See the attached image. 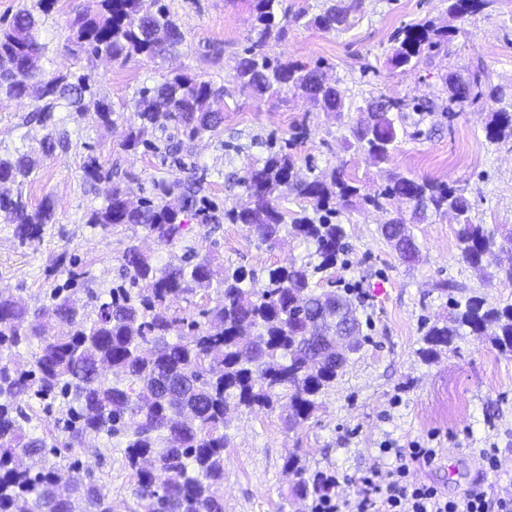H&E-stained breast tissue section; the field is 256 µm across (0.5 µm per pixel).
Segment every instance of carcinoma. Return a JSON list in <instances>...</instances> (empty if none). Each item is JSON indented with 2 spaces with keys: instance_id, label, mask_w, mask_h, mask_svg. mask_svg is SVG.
Masks as SVG:
<instances>
[{
  "instance_id": "1",
  "label": "carcinoma",
  "mask_w": 512,
  "mask_h": 512,
  "mask_svg": "<svg viewBox=\"0 0 512 512\" xmlns=\"http://www.w3.org/2000/svg\"><path fill=\"white\" fill-rule=\"evenodd\" d=\"M100 10L76 15L67 26V56L87 60L108 57L125 63L136 56L160 57L184 40L181 28L161 0H99ZM253 26L244 55L234 70L242 91L255 99L272 98L288 91L306 95L324 112H349L343 93L323 80V72L302 64H273L265 48L271 37L283 38L288 26L305 21L323 31L347 27L358 0L343 6L328 5L307 18L299 11L288 15L283 0H249ZM494 0H448V18L479 14ZM53 0H36L0 21V95L35 103L32 118L49 127L61 105L79 112L93 110L109 121L110 109L94 98L90 76L69 69L53 72L28 70V60L46 49L39 41V15L50 12ZM460 32L456 26L415 24L390 58L393 68L410 71L424 53L438 52ZM451 99L474 101L483 96L481 75L451 84ZM223 90L195 76L178 73L138 92L133 118L123 141L126 151L137 152L155 144L145 139L153 131L171 126L191 138L217 131L224 124ZM429 112L431 106H410L403 100L378 96L367 112L350 127L358 150L375 165L391 161L399 139L392 113ZM490 141L512 143V111L490 114ZM69 146L64 132L46 135V153ZM36 166L27 153L0 157V182L22 185ZM83 179L104 197L91 212L88 224L104 233L121 225H134L161 245L182 236L183 217L191 214L207 225L216 220L197 199L191 181L174 180L157 186L153 197L136 205L112 181L97 159L84 160ZM241 183L250 195L248 206L225 213L244 224L261 245L272 247L282 230L314 247L311 260L276 266L267 271L264 288L246 287L252 273L226 269L211 254L188 253L187 265L156 266L153 256L131 238L122 256V282L107 290L92 287L85 266L70 263L63 285L51 289L39 307L20 294L0 291V512H113L112 499L101 495L81 475L77 462L57 460V448L102 434L125 439L124 457L136 483L143 512H224L219 495L224 484L225 416L239 407L274 410L287 400L284 423L294 430L309 420L319 399L343 376L347 358L338 357L333 336L343 331L361 333L356 288L346 284L334 291L313 286L315 274L345 264L348 251L344 225L325 217H294L277 203L285 188L330 211L371 206L390 214L379 231L406 262L418 258L409 221L453 212L460 218V258L485 273L484 253L512 246V238L498 229L475 224L468 217L469 202L448 185L391 174L372 194L345 178L342 168L327 177L309 179L300 173L294 157L280 148L263 162L250 164ZM414 202L411 219L393 204ZM54 205L46 199L29 208L22 193H0V212L15 225L21 241L39 238L50 223ZM216 291L214 305L196 312L171 311L176 298L188 300ZM448 317L427 327L418 349L422 360L438 359L467 336L487 339L500 353L512 355V302L488 305L466 288L448 282ZM43 412H57L51 442L35 437L30 424L36 416L31 401ZM33 454L42 464L23 467L19 456ZM285 467L295 476L298 498L317 494V480L305 476L297 451L288 454Z\"/></svg>"
}]
</instances>
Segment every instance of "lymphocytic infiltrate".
<instances>
[{"label": "lymphocytic infiltrate", "instance_id": "f902f5d3", "mask_svg": "<svg viewBox=\"0 0 512 512\" xmlns=\"http://www.w3.org/2000/svg\"><path fill=\"white\" fill-rule=\"evenodd\" d=\"M436 449L409 441L397 449L394 462H379L359 474H321L322 493L313 497L308 512H512V495L496 486L475 485L457 496L440 486L414 479L411 471L430 467Z\"/></svg>", "mask_w": 512, "mask_h": 512}]
</instances>
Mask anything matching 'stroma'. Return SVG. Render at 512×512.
Wrapping results in <instances>:
<instances>
[{"instance_id": "35a3bbf8", "label": "stroma", "mask_w": 512, "mask_h": 512, "mask_svg": "<svg viewBox=\"0 0 512 512\" xmlns=\"http://www.w3.org/2000/svg\"><path fill=\"white\" fill-rule=\"evenodd\" d=\"M184 34V42L165 57H136L125 63L101 60L90 72L97 98L113 111L112 123L80 115L69 107L55 113L58 129L69 139L68 150L46 154L40 141L46 129L32 121L27 100L0 98V155L27 152L36 161L23 186L31 206L54 202V217L40 240L23 243L14 227L0 218V289L30 300L41 297L52 279L64 278V261L78 259L98 285L110 286L119 273L123 251L134 227L109 233L93 229L86 218L103 198L82 178L85 157H96L131 198L153 183L194 177L199 194L217 205L222 215L215 231L188 218L180 244L160 246L141 238L158 266L180 265L187 248L211 254L224 266H243L255 273L262 288L268 267L307 260L311 245L283 237L273 247L257 244L247 228L230 223L227 211L243 206L240 183L245 168L265 158L269 143L288 144L302 173L313 177L342 165L363 192L386 184L390 174L443 182L462 190L471 204L474 223L512 232V151L490 142L485 126L500 101H451L446 77L470 80L482 71L483 89L512 88V0H498L488 11L471 16L463 30L440 51L424 55L418 67L404 73L390 57L400 30L407 25L448 23L447 0H359L343 31L291 25L286 39L270 41L266 51L277 62L321 66L336 84L351 112H324L301 96L256 100L243 94L235 78V59L247 47L253 18L247 0H162ZM97 0H55L45 16L39 59L50 71L63 62L61 43L67 22L77 11H93ZM187 73L224 90V124L196 139L177 134L182 144L172 156L151 149L127 152L122 142L136 91ZM417 104L433 102L434 112H408L392 160L374 165L358 152L350 133L358 107L378 95ZM451 108L452 117L442 114ZM385 213L373 208H338L349 252L347 265L317 275L318 287L328 281L356 285L364 298L359 309L366 338L352 356L344 376L321 400L319 409L299 428L287 429L283 409L233 410L227 416L231 437L224 451V512H307V504L290 494L294 481L284 463L299 449L307 473L340 470L361 472L380 458L385 446L399 447L419 439L435 448L440 462L413 469L420 480L437 483L449 495L486 483L480 457L495 449L497 486L512 492V355L500 354L488 340L471 337L456 350L432 362L418 350L427 324L447 315L448 297L438 288L451 280L488 303L512 301V286L487 282L460 259L455 215L435 216L415 224L411 232L420 249L409 265L380 235ZM384 279L386 298L374 297L370 286ZM95 451H76L82 472L106 489L116 512H138L135 481L126 466L119 439H95Z\"/></svg>"}]
</instances>
